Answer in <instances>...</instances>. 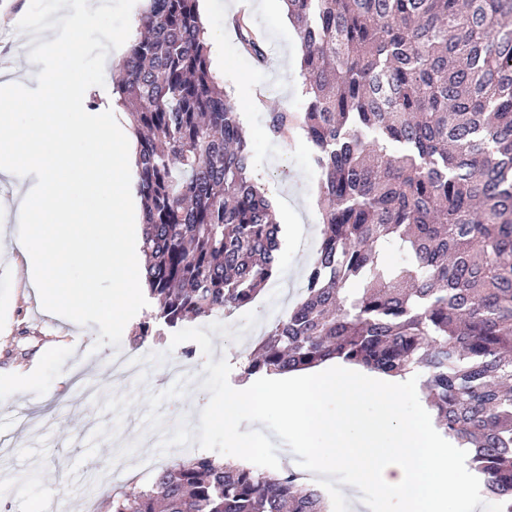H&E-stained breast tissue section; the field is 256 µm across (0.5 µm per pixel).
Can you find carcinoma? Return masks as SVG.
Instances as JSON below:
<instances>
[{
	"mask_svg": "<svg viewBox=\"0 0 512 512\" xmlns=\"http://www.w3.org/2000/svg\"><path fill=\"white\" fill-rule=\"evenodd\" d=\"M301 47L299 126L321 179L304 293L247 376L340 359L414 372L438 425L512 512V0H284ZM256 63L265 40L235 20ZM198 0H148L113 91L137 137L145 283L133 339L247 306L277 271L280 224L250 176ZM406 255L398 265L382 255ZM110 512H331L288 471L189 456Z\"/></svg>",
	"mask_w": 512,
	"mask_h": 512,
	"instance_id": "cac0c4a2",
	"label": "carcinoma"
}]
</instances>
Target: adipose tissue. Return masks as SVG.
<instances>
[{
	"instance_id": "1",
	"label": "adipose tissue",
	"mask_w": 512,
	"mask_h": 512,
	"mask_svg": "<svg viewBox=\"0 0 512 512\" xmlns=\"http://www.w3.org/2000/svg\"><path fill=\"white\" fill-rule=\"evenodd\" d=\"M85 23L69 0H55L37 30L18 29L15 55L0 65V182L13 186V219L30 227L17 248L46 313L75 325L88 310L122 321L142 294L141 210L132 193L136 146L114 120V103H94V88L76 75L73 46L58 34L61 25ZM51 54L58 59L53 66L46 62ZM31 169L40 175L37 195L22 178ZM89 224L97 230L79 259L76 248ZM79 261L84 269L77 280ZM100 279L114 285L105 302L94 288Z\"/></svg>"
}]
</instances>
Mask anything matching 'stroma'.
Wrapping results in <instances>:
<instances>
[{"label": "stroma", "mask_w": 512, "mask_h": 512, "mask_svg": "<svg viewBox=\"0 0 512 512\" xmlns=\"http://www.w3.org/2000/svg\"><path fill=\"white\" fill-rule=\"evenodd\" d=\"M53 0H0V52L10 53L13 31L31 16H43ZM227 0H211L202 12L208 31L211 68L227 94L237 98L239 118L251 146V177L265 185L273 205L290 204L298 225L295 245L281 246L275 277L252 303L257 324L241 340L213 336L215 356L230 355L229 383L245 381L243 365L265 328L296 301L294 286L308 263L321 223L319 175L310 162L312 148L301 130H293L285 141L271 139L266 131L269 111L304 109L303 78L297 30L279 0L250 15L262 31L270 50L267 68L256 67L241 50L235 30L229 26ZM72 11L86 15L79 30L61 27L62 40L74 45L77 74L97 81L99 96L112 94V82L98 76L97 61L107 52L108 33L134 30L144 0H70ZM86 335H73L69 326L55 321L40 309L28 286L23 259L15 249L0 254V376L10 375L0 385V438L11 446H0V512H29L33 501H46L55 494L70 496L72 512H106L114 489L148 486L139 460H153L156 468L170 466L176 458L198 455V447L157 454L156 446L144 438V396L156 389L164 366L149 368L147 381L119 384L109 370L111 356L129 352L131 333L116 324L85 314ZM111 416H104V409ZM107 417L109 426L128 431L139 441L134 458L125 459L123 476L114 482L86 481L88 472L108 470L117 455L113 446L102 444L94 425ZM67 468L63 485H55V474Z\"/></svg>", "instance_id": "35a3bbf8"}]
</instances>
